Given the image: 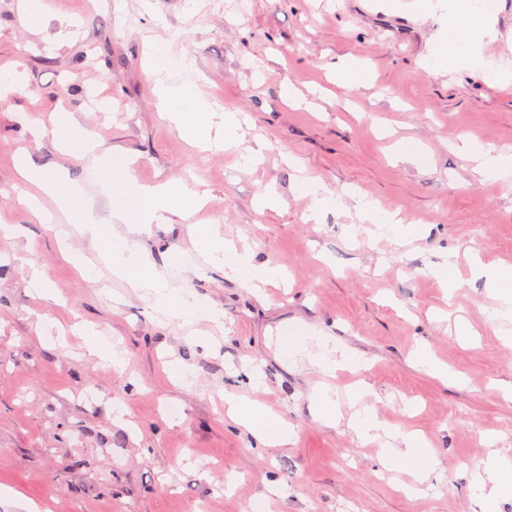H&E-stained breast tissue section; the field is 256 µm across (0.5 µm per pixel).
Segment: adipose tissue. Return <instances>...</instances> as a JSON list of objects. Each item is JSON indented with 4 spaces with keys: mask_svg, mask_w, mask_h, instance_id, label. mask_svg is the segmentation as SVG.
<instances>
[{
    "mask_svg": "<svg viewBox=\"0 0 512 512\" xmlns=\"http://www.w3.org/2000/svg\"><path fill=\"white\" fill-rule=\"evenodd\" d=\"M492 16L478 6V0H448L446 31L425 56L423 64L428 71L464 66L482 70L493 80L512 82V72L502 70L492 57L482 52L484 39L494 37ZM167 46L155 43L151 68L157 75L153 92L162 104L166 118L188 138L203 144H212L210 114L212 103L203 99L194 83L173 84L162 79L167 63ZM462 149L477 161L481 175L488 180H512V149H492L471 138H463ZM15 166L27 181L38 185L53 197L63 213L79 214L78 230L94 239L102 238L104 225L84 219L86 199L83 187H66L63 170H49L36 166L28 154L17 155ZM356 208L365 223L374 225L376 232H390L392 237L407 240L420 234L419 225L401 216L400 212L384 211L374 199L360 196ZM191 235L199 250L220 254L226 275L241 281L247 287L260 289L277 281L281 273L265 264L255 263L250 252L238 251L230 242L222 240L213 225L194 227ZM286 358H299L327 376L340 371L357 372L366 364L347 350L338 348L330 336H291L285 341ZM369 390L357 385L350 389L349 398L358 404L351 427L361 443L379 444L386 468L410 475L412 485L406 486L409 494H418L431 473L440 465L438 456L427 438L408 426H393L380 420L373 409L365 405ZM224 407L233 424L252 437L256 447L285 446L292 443L294 431L288 423L269 407L244 396L228 392ZM475 498L480 512H494L499 499L512 497V456L494 453L487 457L478 474Z\"/></svg>",
    "mask_w": 512,
    "mask_h": 512,
    "instance_id": "ef3b65f1",
    "label": "adipose tissue"
}]
</instances>
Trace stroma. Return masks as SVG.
Instances as JSON below:
<instances>
[{
	"label": "stroma",
	"instance_id": "stroma-1",
	"mask_svg": "<svg viewBox=\"0 0 512 512\" xmlns=\"http://www.w3.org/2000/svg\"><path fill=\"white\" fill-rule=\"evenodd\" d=\"M46 28L26 26L21 0H0V65L16 69L24 92L0 96V512H474V475L492 450L512 455V345L486 321L495 300L472 262L512 267V184L482 179L461 138L512 147V84L481 71L436 73L422 61L443 34L445 15L399 10L393 0H44ZM495 38L483 52L512 68V0H500ZM166 42L183 72L220 110L239 113L241 146L205 149L167 120L152 92L149 50ZM368 62V85L337 90L326 76L347 57ZM296 92L288 101L285 87ZM73 113L104 148L136 159V182H183L206 191L188 218L149 225L140 248L157 270L182 252L188 230L217 225L280 266L285 279L256 294L224 268L192 253L174 285L206 298L222 325L155 316L149 300L111 271L83 278L71 254L93 259L100 244L63 236L68 219L35 220L36 193L12 167L28 150L36 165L64 169L83 184L90 210L110 223L82 161L55 140L56 113ZM411 138L435 159L396 160L394 140ZM266 145L251 168L241 148ZM297 157L296 171L288 163ZM324 181L342 205L310 219L294 191L299 175ZM277 205L259 208L265 185ZM365 194L422 225L406 244L376 237L355 210ZM455 261L459 286L445 299L425 275ZM38 270L57 293L28 286ZM469 341L454 334L458 320ZM318 331L367 359L361 375L378 417L409 425L433 443L439 468L424 492L385 470L379 447L359 442L354 412L340 398L334 425L320 422L310 395L322 377L281 354L290 332ZM99 337L126 356L124 370L89 357ZM428 346L464 384L444 383L412 364ZM193 370L172 383L167 362ZM261 371L252 388L248 366ZM257 396L295 431L285 448H256L224 417L221 394Z\"/></svg>",
	"mask_w": 512,
	"mask_h": 512
}]
</instances>
